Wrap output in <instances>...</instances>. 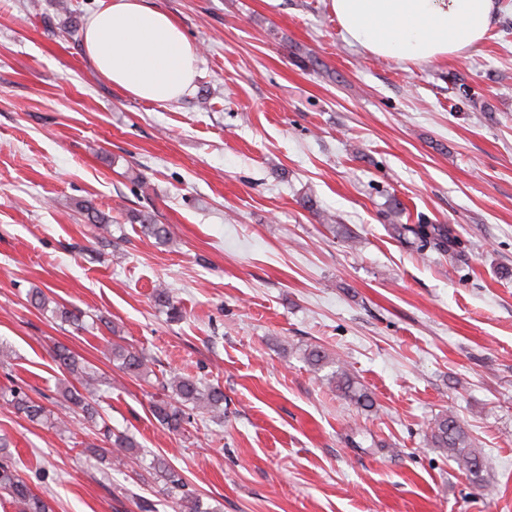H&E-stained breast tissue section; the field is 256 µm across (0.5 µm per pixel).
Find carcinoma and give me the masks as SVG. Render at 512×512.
Returning <instances> with one entry per match:
<instances>
[{"label":"carcinoma","mask_w":512,"mask_h":512,"mask_svg":"<svg viewBox=\"0 0 512 512\" xmlns=\"http://www.w3.org/2000/svg\"><path fill=\"white\" fill-rule=\"evenodd\" d=\"M128 219L133 224L141 225L144 234L156 240L166 241L171 237L170 226L156 223L149 213L133 212ZM391 229L398 238L411 244L430 245L443 253L461 251L458 235L446 224H393ZM54 360L66 374L59 386L61 396L82 412L84 420L96 423L97 411L94 403L99 380L93 367L76 358L63 344L55 347ZM112 363L133 376H146L151 372L149 361L143 353L120 344L112 345ZM330 383L358 407L366 409L373 406L368 392L343 368L336 369L330 377ZM160 385L166 395L153 403L152 415L163 428L171 432L180 431L194 411L203 409L214 414L223 411L224 391L218 386L176 375L160 381ZM0 399L32 421L57 424V421L51 419L50 409L20 389L7 388L0 392ZM430 438L435 447L448 451L467 479L483 480V463L473 448L469 435L453 415L436 418L431 427ZM0 493L21 505L22 512H53L50 503L33 492L8 460L0 462Z\"/></svg>","instance_id":"cac0c4a2"}]
</instances>
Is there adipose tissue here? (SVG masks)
<instances>
[{
  "label": "adipose tissue",
  "mask_w": 512,
  "mask_h": 512,
  "mask_svg": "<svg viewBox=\"0 0 512 512\" xmlns=\"http://www.w3.org/2000/svg\"><path fill=\"white\" fill-rule=\"evenodd\" d=\"M349 42L368 53L438 63L478 44L498 0H331ZM83 53L98 75L124 94L170 103L187 93L198 48L151 0H102L82 33Z\"/></svg>",
  "instance_id": "obj_1"
}]
</instances>
